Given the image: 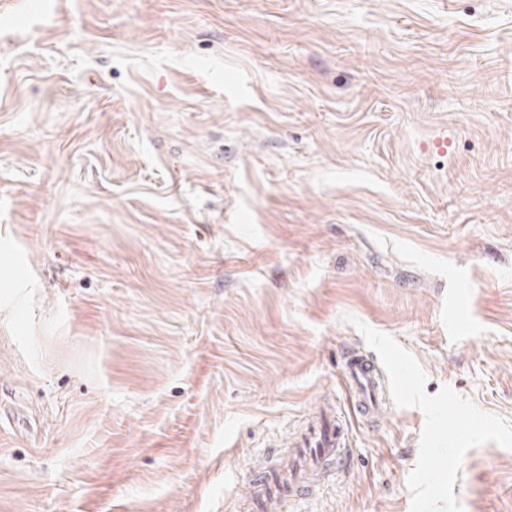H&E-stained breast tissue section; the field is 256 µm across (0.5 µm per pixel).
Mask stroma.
<instances>
[{
	"mask_svg": "<svg viewBox=\"0 0 512 512\" xmlns=\"http://www.w3.org/2000/svg\"><path fill=\"white\" fill-rule=\"evenodd\" d=\"M347 314L512 424V0H0V512H229L325 402L307 512H410ZM339 371L356 412L363 419H377L389 395L377 358L362 349L348 348L342 352Z\"/></svg>",
	"mask_w": 512,
	"mask_h": 512,
	"instance_id": "obj_1",
	"label": "stroma"
}]
</instances>
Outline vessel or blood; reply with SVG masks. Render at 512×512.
<instances>
[{
  "label": "vessel or blood",
  "mask_w": 512,
  "mask_h": 512,
  "mask_svg": "<svg viewBox=\"0 0 512 512\" xmlns=\"http://www.w3.org/2000/svg\"><path fill=\"white\" fill-rule=\"evenodd\" d=\"M339 371L356 412L363 419H377L388 401L377 358L361 349H346ZM348 442V427L336 406L320 408L272 464L251 468L244 493L234 500V512H285L288 504L322 491L349 467Z\"/></svg>",
  "instance_id": "obj_1"
}]
</instances>
